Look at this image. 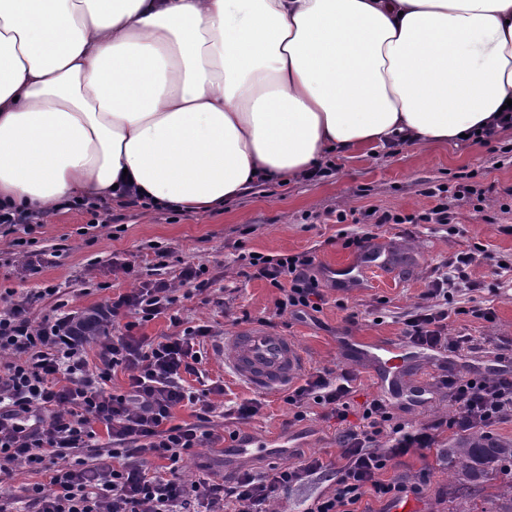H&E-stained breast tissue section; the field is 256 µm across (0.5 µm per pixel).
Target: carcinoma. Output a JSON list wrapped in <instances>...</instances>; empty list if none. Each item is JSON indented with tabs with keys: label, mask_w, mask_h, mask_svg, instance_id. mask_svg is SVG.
<instances>
[{
	"label": "carcinoma",
	"mask_w": 512,
	"mask_h": 512,
	"mask_svg": "<svg viewBox=\"0 0 512 512\" xmlns=\"http://www.w3.org/2000/svg\"><path fill=\"white\" fill-rule=\"evenodd\" d=\"M74 321L86 328L87 336L104 335V320L97 309L86 311ZM451 457L450 499L466 503L472 497L470 483L491 473L507 470V464L512 463V442L489 443L483 436L472 434L458 442L451 451Z\"/></svg>",
	"instance_id": "cac0c4a2"
}]
</instances>
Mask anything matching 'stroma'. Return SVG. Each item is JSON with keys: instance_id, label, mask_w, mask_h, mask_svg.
I'll use <instances>...</instances> for the list:
<instances>
[{"instance_id": "obj_1", "label": "stroma", "mask_w": 512, "mask_h": 512, "mask_svg": "<svg viewBox=\"0 0 512 512\" xmlns=\"http://www.w3.org/2000/svg\"><path fill=\"white\" fill-rule=\"evenodd\" d=\"M320 180L297 179L286 184H261L224 209L176 212L158 207L113 205L112 221L95 224L85 210L51 212L42 224L17 226L0 232V292L24 295L46 286L59 288L58 297L46 299L33 313L41 320L56 302L64 311L80 315L103 308L112 298L129 292L139 281L161 279L175 290V312L189 324H206L222 337L249 327L272 326L293 337L306 358V373L345 368L356 377L352 412L379 396L371 371L351 361L341 346L343 336L402 342L403 322L421 304L435 269L455 260L475 244L488 255L468 267L475 291L455 296L462 313L448 319L449 335L461 332L481 338V348L453 355L457 372L493 375L491 359L495 341L512 340V272L508 284L491 291L500 263L512 265V235L500 233L512 225V128L499 131L489 144L473 140L421 145L405 143L391 149L363 146L333 157ZM466 183L493 187L491 198L481 203L452 202L444 224L376 225L369 210L418 215L433 208L436 198L428 188ZM355 210L357 223H340L338 211ZM373 235L376 242L396 245L395 266L367 271L364 288L343 292L326 276L329 266L356 260V250L345 247L346 238ZM292 255L311 253L313 269L324 294L320 311L304 317L278 314L280 293L269 282L241 275V255ZM48 256L35 273L18 271L20 256ZM133 273H124V265ZM202 266L209 286L197 292L183 282L182 270ZM493 311V321L469 315L471 307ZM211 379H223L224 392L212 396L211 425L222 439L229 432L254 434L272 441L291 438L294 447L273 459L235 463V470L266 471L269 465H296L315 456L336 460L338 427L324 418L321 406L311 405L303 421H295L283 392L253 393L224 366L221 349H209L203 364ZM256 399L258 411L238 422L224 417L225 408ZM458 435L445 432L438 448L418 449L399 458L389 474L410 481L425 480L418 512H455L448 500V450Z\"/></svg>"}]
</instances>
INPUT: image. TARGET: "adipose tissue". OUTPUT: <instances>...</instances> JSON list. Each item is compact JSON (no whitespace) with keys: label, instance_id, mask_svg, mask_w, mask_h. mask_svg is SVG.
Here are the masks:
<instances>
[{"label":"adipose tissue","instance_id":"obj_1","mask_svg":"<svg viewBox=\"0 0 512 512\" xmlns=\"http://www.w3.org/2000/svg\"><path fill=\"white\" fill-rule=\"evenodd\" d=\"M512 100V0H0V205L177 211Z\"/></svg>","mask_w":512,"mask_h":512}]
</instances>
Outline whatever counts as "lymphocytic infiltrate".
Returning a JSON list of instances; mask_svg holds the SVG:
<instances>
[{"label": "lymphocytic infiltrate", "instance_id": "obj_1", "mask_svg": "<svg viewBox=\"0 0 512 512\" xmlns=\"http://www.w3.org/2000/svg\"><path fill=\"white\" fill-rule=\"evenodd\" d=\"M484 254L483 246H474L450 269L437 272L425 303L404 320L410 347L454 354L478 349L467 333L448 336L447 320L454 293L470 285L466 268ZM248 266L255 278L280 290L278 312L319 311L323 296L310 253L254 255ZM54 294L46 287L17 299L8 295L0 307V354L6 358L0 364V483L22 462L49 476L48 484L26 488L28 512H196L200 506L224 512L229 504L234 512H269L272 500L321 473L331 486L305 512H359L368 495L393 504L422 498L423 482L389 477L394 460L439 447L445 429L482 434L512 419L511 366L491 376L442 368L432 388L447 393L455 413L418 429L398 420L391 403L378 397L365 402L358 424H350L353 375L319 371L289 388L285 402L296 420H304L311 403L336 420L342 448L336 465L311 457L268 473L245 470L228 480L210 476L189 482L180 473L185 456L218 440L209 427L214 411L209 396L224 387L207 382L200 368L211 327L184 326L172 310L171 284L143 281L103 310L108 332L93 366L72 316L34 321V307ZM161 315L177 334L138 335L140 325ZM119 370L128 374L123 390L111 386ZM179 406L192 407L195 422L174 423ZM97 422L105 425L107 441L94 430ZM384 435L390 441L386 448L378 445Z\"/></svg>", "mask_w": 512, "mask_h": 512}]
</instances>
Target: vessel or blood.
I'll return each instance as SVG.
<instances>
[{
	"label": "vessel or blood",
	"instance_id": "1",
	"mask_svg": "<svg viewBox=\"0 0 512 512\" xmlns=\"http://www.w3.org/2000/svg\"><path fill=\"white\" fill-rule=\"evenodd\" d=\"M385 264L383 249L368 248L362 256L360 273L347 274L346 280L356 286L362 285V270ZM343 345L371 367L378 386L385 393L409 407L427 403L431 393L429 381L443 359L442 354L412 351L404 345L384 341L368 344L356 338L344 339ZM224 364L250 389L273 392L297 380L304 371L306 360L295 339L252 327L225 338ZM271 452L267 440L256 436L238 439L224 450L225 456L242 460Z\"/></svg>",
	"mask_w": 512,
	"mask_h": 512
}]
</instances>
